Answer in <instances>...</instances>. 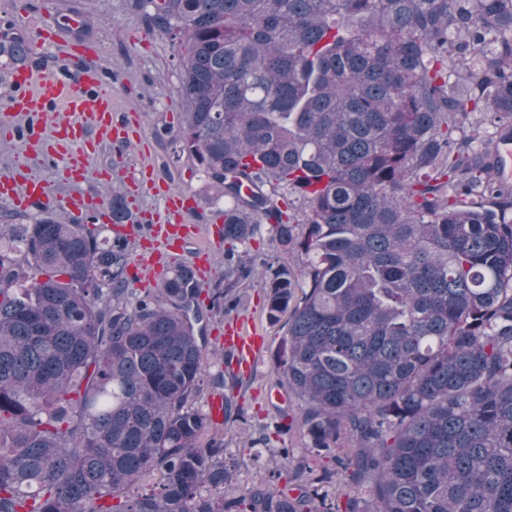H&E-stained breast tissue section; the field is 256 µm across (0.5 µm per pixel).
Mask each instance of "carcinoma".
I'll return each instance as SVG.
<instances>
[{
    "label": "carcinoma",
    "mask_w": 512,
    "mask_h": 512,
    "mask_svg": "<svg viewBox=\"0 0 512 512\" xmlns=\"http://www.w3.org/2000/svg\"><path fill=\"white\" fill-rule=\"evenodd\" d=\"M133 6L176 40L177 149L226 204L213 304L256 273L288 314L277 385L309 447L354 441L345 502L289 448L285 488L224 498L194 272L132 303L125 235L40 221L0 224V512H512V188L461 134L512 136V0ZM266 225L295 264L237 252Z\"/></svg>",
    "instance_id": "cac0c4a2"
}]
</instances>
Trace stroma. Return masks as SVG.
I'll return each instance as SVG.
<instances>
[{"mask_svg":"<svg viewBox=\"0 0 512 512\" xmlns=\"http://www.w3.org/2000/svg\"><path fill=\"white\" fill-rule=\"evenodd\" d=\"M77 14L85 23L75 31L69 20ZM47 20L55 24L66 44L96 45L94 64L105 75L103 87L112 94V110L122 116L132 115L139 139L123 146L99 145L89 158L90 177L74 185L61 181L56 162L28 151L29 123L23 119L11 139H0V163L46 182L57 194L78 191L109 203L124 195L130 174L149 165L156 179L196 196L198 207L189 216L192 224L204 229L223 215V202L202 192L199 173L194 172L190 161L175 154L182 106L177 95L176 48L170 38L149 29L130 0H0V25L14 27L17 37L32 40ZM238 292L243 299L241 308L231 314L205 308L203 322L210 352L208 370L223 373L225 393L231 398V413L218 428L226 448L224 462L232 473L224 483L228 497L246 485L271 484L276 470L268 454L272 448L293 449L295 463L316 475L335 468L331 457L316 455L307 448L299 430L277 433L275 424L281 414H300L297 401L278 386L274 374L273 355L285 327L267 320L260 279L241 283ZM234 318L243 320L262 339L255 367L247 374L227 367L222 337L225 324Z\"/></svg>","mask_w":512,"mask_h":512,"instance_id":"35a3bbf8","label":"stroma"}]
</instances>
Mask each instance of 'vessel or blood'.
I'll return each instance as SVG.
<instances>
[{
    "label": "vessel or blood",
    "mask_w": 512,
    "mask_h": 512,
    "mask_svg": "<svg viewBox=\"0 0 512 512\" xmlns=\"http://www.w3.org/2000/svg\"><path fill=\"white\" fill-rule=\"evenodd\" d=\"M62 67L56 71L37 72L22 68L11 73L10 93L0 109V128L14 129L20 118L42 116L50 108L59 114L50 131L36 130L28 139L31 150L43 158L60 161L63 174L74 183L87 176V159L102 140L126 143L130 134L126 123L112 117V95L104 91L103 73L95 67L80 65L78 55H60ZM150 169H141L128 183L129 189L151 188L163 203L162 214L156 215L152 234L162 243L161 249L145 256L143 267L151 274L163 269L165 253L179 254L187 239L197 235L199 228L186 223L190 211L186 192L152 181ZM0 199L28 209L54 202L59 210L78 215L89 212L86 196L73 193L52 197L46 183L20 176L16 170L0 172ZM224 349L232 355L236 369L250 371L260 350L256 336L248 333L242 322L224 327Z\"/></svg>",
    "instance_id": "obj_1"
}]
</instances>
